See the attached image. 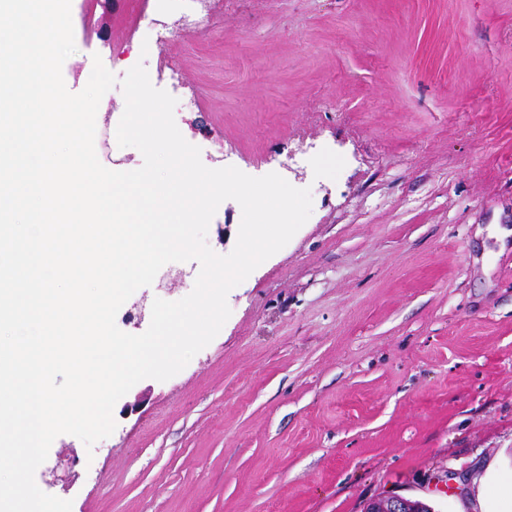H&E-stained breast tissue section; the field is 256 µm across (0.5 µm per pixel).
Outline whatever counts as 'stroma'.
Wrapping results in <instances>:
<instances>
[{
    "label": "stroma",
    "mask_w": 512,
    "mask_h": 512,
    "mask_svg": "<svg viewBox=\"0 0 512 512\" xmlns=\"http://www.w3.org/2000/svg\"><path fill=\"white\" fill-rule=\"evenodd\" d=\"M131 0H71L79 92L94 58L177 100L210 168L278 173L312 213L227 297L177 375L115 405L112 435L63 434L35 481L72 512H363L378 496L467 512L449 476L512 474V0H162L175 41L133 30ZM227 200L207 243L235 246ZM197 262L163 266L119 309L147 330Z\"/></svg>",
    "instance_id": "35a3bbf8"
}]
</instances>
